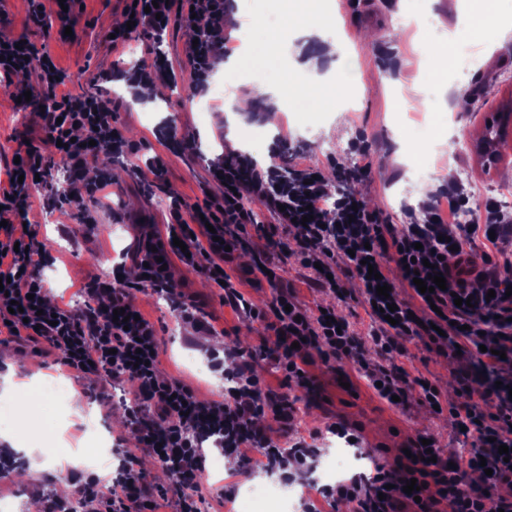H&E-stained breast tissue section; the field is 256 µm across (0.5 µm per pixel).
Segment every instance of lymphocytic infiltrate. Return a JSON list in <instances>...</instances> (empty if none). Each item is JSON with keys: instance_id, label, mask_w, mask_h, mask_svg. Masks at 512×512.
Wrapping results in <instances>:
<instances>
[{"instance_id": "1", "label": "lymphocytic infiltrate", "mask_w": 512, "mask_h": 512, "mask_svg": "<svg viewBox=\"0 0 512 512\" xmlns=\"http://www.w3.org/2000/svg\"><path fill=\"white\" fill-rule=\"evenodd\" d=\"M156 12H149V5ZM227 0H137L127 6L134 30L161 31L169 25L193 28L198 44L186 49L195 85L210 76L211 61L224 49V19ZM39 80L52 99L50 107L37 113L44 133L41 147L28 148L19 162L11 164L7 186H0V212L13 215L0 241V329L7 339L44 343L60 355L61 365L76 377L98 379L102 385L123 383L132 388L126 408V424L136 437V448H118L119 465L111 479L95 475L80 479L73 497L52 495L38 502L40 512H73V501H82L92 512H160L161 501L174 500L176 512H202L205 499L199 477L204 461L200 443L215 439L227 455L251 452L264 467L288 475L301 469L313 454L298 430L297 410L287 393L272 390L254 371L255 355L235 350L227 359L212 357L213 368L230 363L232 387L221 400H202L193 388L158 374V339L153 325L139 318L132 289L149 287L163 294L178 318L195 332L206 336L216 330L198 304L186 297L165 262L178 259L189 271L217 285L226 306L265 322L274 334V364L285 378L306 383L305 367L313 357L349 368L375 385L382 399L407 398L418 392L430 405L440 403L441 394L425 377L398 365L406 353L407 340L426 339L444 355L468 356L456 371L457 390L463 403L450 406L457 426L476 435L477 446L467 465L451 467L441 448L426 449L420 439L409 443L410 456L396 466H378L370 479L351 478L320 490L325 501L355 503L354 512H512V497L499 495V486L512 485V461H504L499 445L512 448V260L495 264L489 254H476V237H487L495 250L512 242V211L494 199H486L474 213L472 225L461 226L458 234L448 232V219L465 209L469 196L464 187L449 185L447 208L424 203L408 210L407 222L386 223L359 203L354 192L329 202L315 167L295 170L292 179L280 182L277 166L258 169L246 153L227 155L214 167L211 177L221 194L201 205L174 204L165 236L153 239L131 257L130 264L113 267L108 281L86 283L84 305L73 310L51 304L41 270L54 264V257L35 242L27 227L31 189L37 176L57 170L70 182L83 183L81 223L94 231L99 217L108 212L104 190L111 183L99 157L122 156L130 145L114 126L112 97L106 89L115 73L100 72L95 91L85 94L60 93L62 71L49 54L40 55ZM97 169L94 180L86 173ZM260 201L273 219L262 229L263 252L267 259L287 261L300 255L305 268L314 269L313 284L345 300L343 281L361 282L362 303L374 329L371 333L379 362L370 363L361 353L365 339L351 329L343 316L327 324L325 314L310 315L296 305L290 288L276 286L268 308H256L226 272L236 251L248 248L246 227L255 217L249 201ZM312 220L303 221V208ZM344 264H336V256ZM398 270L405 283L427 279L438 271L445 289L432 295L414 293L412 301L397 292L382 297L376 292L379 279ZM472 298V306H456L455 298ZM18 312H10L11 303ZM395 303L392 319L382 309ZM127 318L115 320V310ZM269 416L278 424L280 440H273L259 426ZM433 461H425L426 453ZM146 454L164 471L166 489L148 483L138 469L139 454ZM487 466L490 473L481 484H473L472 472ZM421 485L418 496L405 493L410 479Z\"/></svg>"}]
</instances>
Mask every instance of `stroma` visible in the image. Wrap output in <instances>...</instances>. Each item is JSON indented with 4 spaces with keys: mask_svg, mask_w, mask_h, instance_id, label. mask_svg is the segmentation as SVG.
Masks as SVG:
<instances>
[{
    "mask_svg": "<svg viewBox=\"0 0 512 512\" xmlns=\"http://www.w3.org/2000/svg\"><path fill=\"white\" fill-rule=\"evenodd\" d=\"M76 3L81 7L82 28L77 39L58 37L56 27L29 23L27 0H0V12L8 17L6 24H0V33L8 39L25 37L48 51L70 74L66 89L73 93L87 89L100 70L126 71L157 54L169 60L175 77L164 81L165 94L159 99L145 90H131L124 83L110 86L117 123L124 126L135 146L126 159L112 162V200L128 215V222L114 224L107 220L88 235L79 223L76 206L45 213L40 204H33L30 219L36 225L37 238L56 258L54 266L43 272L55 304L81 308L84 283L95 275H110L113 265L124 261L135 247L137 238L152 236L160 229L172 203H200L206 194H217V187L209 180V169L214 159L224 157L225 146L233 139L243 142L261 136L259 157L264 165L282 159L292 167L299 163L317 167L323 176L331 178L338 191L346 187L343 169L356 160L352 142L366 137L372 174L358 184L357 190L369 209L394 224L404 222L405 207L434 202L437 192L452 181H464L475 204L488 196L501 201L512 195V131L493 142L485 140L488 118L498 112H512V41L496 48L490 60L481 65L477 59L484 46L478 37H448L466 12L479 21L512 16V0H470L466 5L461 0H434L428 9L421 0H328V9L339 24L328 33L326 41L305 49L304 54L318 60L327 48H335L341 62L333 75L335 83H354L358 93L345 104L331 101L323 112H304L297 107L280 111L273 132L266 131L261 116L266 104L262 91L269 82L262 68L241 67V79L231 86L233 94L252 95L255 118L243 125L223 119L225 103L216 98L213 87L223 81L224 74L212 71L210 87L193 90L185 53L188 31L173 25L159 38L151 32H138L123 48L112 51L104 45L103 36L123 23L125 0ZM259 25L270 35L263 50L276 70L285 75L295 72V33L283 27L274 13L263 14ZM9 85L8 104L0 107L2 182L7 179L18 146L38 142L34 108L23 98L27 91L40 95L35 74L12 77ZM459 92L468 99L461 111L452 107L453 97ZM416 96L432 102L433 111L424 113L422 120L398 124L395 103H407ZM165 122L176 125L180 134L191 139L192 149L167 153L159 135ZM483 146L496 154L495 165L485 166L479 153ZM156 152L166 154L167 170L155 177L138 178L137 169ZM414 166L428 170L432 193H402L407 171ZM276 273L290 285L304 308L334 305L329 292L312 287L299 258H289ZM173 274L186 295L204 302L212 325L223 333L225 349L259 345L264 334L262 322L224 306L216 288L182 265H175ZM132 294L136 306L156 330L162 374L190 385L200 398L221 399L231 381L213 373L207 365L205 350L212 346V337L194 334L189 325L178 322L166 301L150 289L136 288ZM407 349L401 365L428 378L449 402H458L456 360L428 350L416 339L408 342ZM308 371L310 383L293 381L287 387L290 395L300 399L302 434H321L316 441L318 456L309 470L286 482L256 467L243 475L227 474L214 468L220 452L208 449L201 483L207 512H302L304 500L318 499L320 488L330 482L324 462L335 451L337 438L327 434L325 427L338 420L358 427L364 451L383 463L393 461L399 448L420 431L433 436L449 459L468 457L473 437L457 431L449 414H434L418 394H410L405 406L395 407L352 372L338 373L317 358ZM36 372L43 375L38 389L47 404L46 424L33 427L17 415L15 399L0 397V430L22 429L33 435L27 451L15 453L27 466L25 475L12 471L0 478V503L10 502L12 512H36L39 493L55 494L57 471L71 477L88 468L85 458L96 457L86 437L89 420L103 422L111 438L127 433L122 391H114L107 402L95 401L86 394L85 383L70 378L59 365L56 353L0 345V373L21 380ZM48 446L56 448V455H45ZM96 459L90 468L102 477L118 464L111 455ZM228 481L243 488L279 485L283 502L263 505L239 496L234 502L220 503L217 492Z\"/></svg>",
    "mask_w": 512,
    "mask_h": 512,
    "instance_id": "1",
    "label": "stroma"
}]
</instances>
